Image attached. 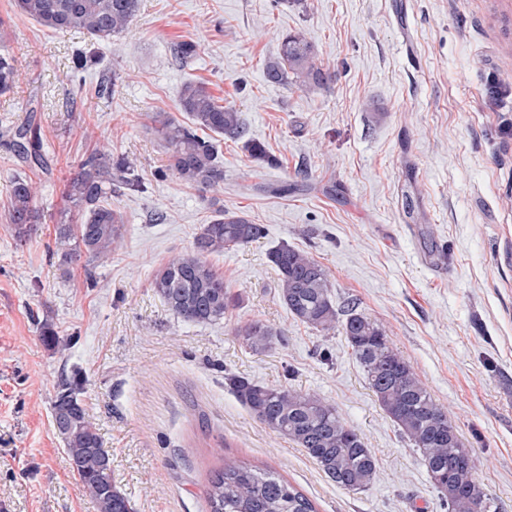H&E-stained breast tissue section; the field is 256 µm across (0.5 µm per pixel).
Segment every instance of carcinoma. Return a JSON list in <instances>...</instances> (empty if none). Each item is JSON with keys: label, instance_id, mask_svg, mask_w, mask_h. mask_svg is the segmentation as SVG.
<instances>
[{"label": "carcinoma", "instance_id": "carcinoma-1", "mask_svg": "<svg viewBox=\"0 0 512 512\" xmlns=\"http://www.w3.org/2000/svg\"><path fill=\"white\" fill-rule=\"evenodd\" d=\"M141 0H15L20 15L53 30L86 33L110 39L123 32L137 15ZM198 53L193 41H177L174 58L187 63ZM266 77L275 84L321 86L329 74L315 63L314 46L296 32L283 36L276 58L266 64ZM20 73L15 57L0 43V94L14 90ZM180 106L192 117L183 125L160 112L149 115L159 124L169 152L168 170L185 184L207 191L224 183L220 141L207 132L235 142L249 156L277 167L280 159L247 137L240 113L223 104L205 83L188 81L180 91ZM9 139L14 154L29 167L48 170L40 127L29 120L0 133ZM137 159L113 154L102 145L88 154L66 180L65 205L57 218L55 250L64 265L87 257L103 263L123 243L124 216L110 200L139 188ZM35 185L27 176L13 180L9 223L20 242L35 223ZM264 228L246 216L215 210L195 237L192 251L169 258L155 273V293L173 314L189 322L209 323L224 319L238 299L208 261L222 253L262 238ZM278 272V296L293 318L318 332L341 329L361 365L365 378L386 415L398 426L426 468L430 482L448 504V512H496L493 497L475 477V464L447 411L416 377L410 364L390 343L383 329L351 308H336L326 270L306 252L288 245L269 251ZM42 341L60 352L71 340L60 336L50 318L39 322ZM240 337L253 352L264 353L283 342L281 332L259 321L237 326ZM85 378L73 369L60 378L52 419L63 440L74 472L97 512H134L130 498L112 477V458L103 447L85 404L80 398ZM224 386L258 421L302 448L324 475L352 491L372 483L377 460L363 438L341 418L336 407L322 398L269 387L237 374L224 376ZM210 512H317L312 501L271 470H255L235 461L214 472L206 490Z\"/></svg>", "mask_w": 512, "mask_h": 512}]
</instances>
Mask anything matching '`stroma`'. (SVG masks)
<instances>
[{
	"label": "stroma",
	"instance_id": "stroma-1",
	"mask_svg": "<svg viewBox=\"0 0 512 512\" xmlns=\"http://www.w3.org/2000/svg\"><path fill=\"white\" fill-rule=\"evenodd\" d=\"M295 31L329 73L323 87L267 80ZM0 38L21 73L0 95V133L35 118L50 163L25 171L0 136V512H96L52 424L72 368L135 512H209V478L227 460L276 472L317 512H448L343 333L308 328L279 301L268 253L283 243L327 270L338 307L383 328L447 410L497 512H512V93L491 94L492 81L512 85V0H141L105 41L0 0ZM179 40L199 46L184 65ZM78 50L88 62L76 73ZM191 78L281 166L225 139L221 188L156 178L168 154L148 115L190 124L179 93ZM103 144L139 159L142 188L111 200L125 217L119 252L64 266L49 249L65 180ZM24 172L38 218L21 243L8 209ZM220 207L265 235L209 258L241 298L232 319L187 322L151 281ZM43 316L70 349L43 343ZM251 320L283 342L251 352L233 333ZM228 372L332 403L376 456L370 487L328 481L225 388Z\"/></svg>",
	"mask_w": 512,
	"mask_h": 512
}]
</instances>
